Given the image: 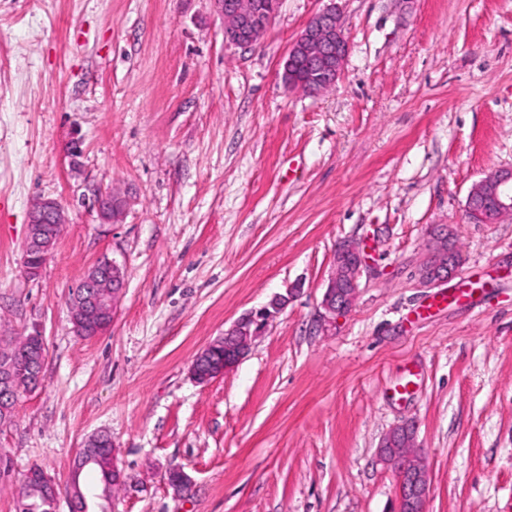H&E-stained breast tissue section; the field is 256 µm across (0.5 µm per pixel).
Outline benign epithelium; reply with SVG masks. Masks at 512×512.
<instances>
[{
	"label": "benign epithelium",
	"mask_w": 512,
	"mask_h": 512,
	"mask_svg": "<svg viewBox=\"0 0 512 512\" xmlns=\"http://www.w3.org/2000/svg\"><path fill=\"white\" fill-rule=\"evenodd\" d=\"M224 18V41L230 46L251 48L260 43L272 19L266 17L265 5L259 0H215ZM349 44L344 33L336 0L315 13L305 24L299 36L290 44L281 63V77L288 87V74L296 65L304 64V86L310 95H318L335 85L344 71ZM94 203L99 219L104 224L119 222L126 201L112 190H98ZM466 211L478 215L486 224H495L512 215V168L491 171L474 183L466 200ZM65 223L60 204L52 198H41L32 205L27 224L24 247L26 274L37 277L51 255L54 232ZM455 233L447 224H435L430 231L431 243L420 268V282L434 286L453 276L463 262L462 253L454 242ZM369 267L365 249L356 241L347 240L336 246L331 275L325 288L321 308L323 317L330 320L348 313L357 298L360 278ZM125 286L121 267L116 261L104 260L92 266L74 290L70 302V321L78 336L90 331L105 333L112 326L116 303ZM301 290L296 284L286 294L275 295L262 308L238 318L220 338L224 359L216 362L210 348L200 351L191 369L200 382L210 381L233 370L249 353L253 342L263 335L268 324ZM46 355L37 352L30 357L26 373V389H37L43 382ZM20 367L12 348L0 349V419L7 421L13 413L16 397L21 390L18 382ZM104 445L115 454L112 438L104 433L89 437L75 460V474L99 461L95 448ZM414 432L408 427H397L382 438L379 455L394 470L398 480L397 512H424L428 491V474L421 457L413 451ZM91 493L79 482L71 483L70 508L88 512Z\"/></svg>",
	"instance_id": "obj_1"
}]
</instances>
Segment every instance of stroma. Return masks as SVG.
Listing matches in <instances>:
<instances>
[{"mask_svg":"<svg viewBox=\"0 0 512 512\" xmlns=\"http://www.w3.org/2000/svg\"><path fill=\"white\" fill-rule=\"evenodd\" d=\"M326 4L280 0L241 49L213 0H0V337L37 329L47 352L0 425V512L32 466L66 487L103 431L126 477L108 512H396L378 446L403 424L425 512H512V218L465 211L473 183L512 167V0H337L349 54L312 96L281 60ZM99 189L125 195L119 223L90 206ZM40 198L66 222L31 279ZM434 224L464 261L427 288ZM344 240L371 266L330 323ZM105 257L125 289L85 339L70 293ZM297 282L235 369L193 377L198 352Z\"/></svg>","mask_w":512,"mask_h":512,"instance_id":"obj_1","label":"stroma"}]
</instances>
